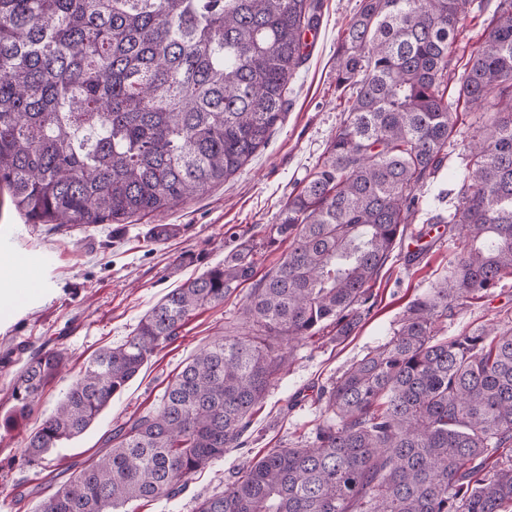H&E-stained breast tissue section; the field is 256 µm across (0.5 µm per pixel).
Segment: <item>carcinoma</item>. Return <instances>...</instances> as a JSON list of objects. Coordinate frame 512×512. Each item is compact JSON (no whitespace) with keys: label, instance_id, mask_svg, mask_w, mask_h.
Returning <instances> with one entry per match:
<instances>
[{"label":"carcinoma","instance_id":"carcinoma-1","mask_svg":"<svg viewBox=\"0 0 512 512\" xmlns=\"http://www.w3.org/2000/svg\"><path fill=\"white\" fill-rule=\"evenodd\" d=\"M474 0H359L339 37L336 89L355 90L322 162L290 195L268 242L288 253L260 279L240 243L169 291L125 342L87 361L24 442L38 466L82 435L196 311L251 283L227 335L186 362L159 405L38 512H119L172 498L243 436L292 353L330 329L340 345L378 308L375 286L441 169L464 102L494 98L464 144L457 203L429 224L464 239L450 275L409 300L393 336L316 402L301 443L243 465L196 512H508L512 321L443 336L444 322L512 276V0L460 73L452 49ZM320 0H0V188L30 224H122L234 175L288 104ZM457 97L448 98V84ZM65 366L40 349L15 377L9 433Z\"/></svg>","mask_w":512,"mask_h":512}]
</instances>
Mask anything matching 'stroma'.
I'll return each mask as SVG.
<instances>
[{
  "label": "stroma",
  "instance_id": "obj_1",
  "mask_svg": "<svg viewBox=\"0 0 512 512\" xmlns=\"http://www.w3.org/2000/svg\"><path fill=\"white\" fill-rule=\"evenodd\" d=\"M358 0H322L315 35L308 38L307 59L293 76L288 109L260 148L233 176L206 193L162 213L133 217L127 224H29L0 191V257L12 255L16 266L0 264V289L15 282H41L28 298L0 307V403L16 373L39 347L62 350L67 367L48 388L34 412L11 433L0 432V512H37L38 505L85 460L104 450L117 426L154 409L171 376L194 355L228 330L243 329L237 291L223 304L200 309L177 337L154 354L126 389L115 396L90 428L53 449L44 465L26 466L18 457L24 438L35 431L63 398L88 359L98 350L124 342L140 319L173 288L223 263L238 243L256 245L257 272L274 268L287 252L284 242L268 244V226L292 192L321 162L337 127L347 117V93L336 89L338 33ZM495 0L472 10L453 47L452 66L463 70L481 41ZM459 120L448 141L441 170L424 187L428 214L447 212L454 200V176L464 165L463 145L475 134L478 107H459ZM169 225L164 239L152 227ZM459 244L437 240L423 258H396L380 285L382 303L375 315L343 344L325 337L297 345L293 363L252 417L251 437L243 448L228 449L223 459L195 474L187 489L172 499L136 501L126 512H194L198 497L223 491L247 459L300 441L322 420L316 393L353 361L387 342L404 304L427 293L446 277ZM512 314V277L490 297L473 301L450 317V336Z\"/></svg>",
  "mask_w": 512,
  "mask_h": 512
}]
</instances>
